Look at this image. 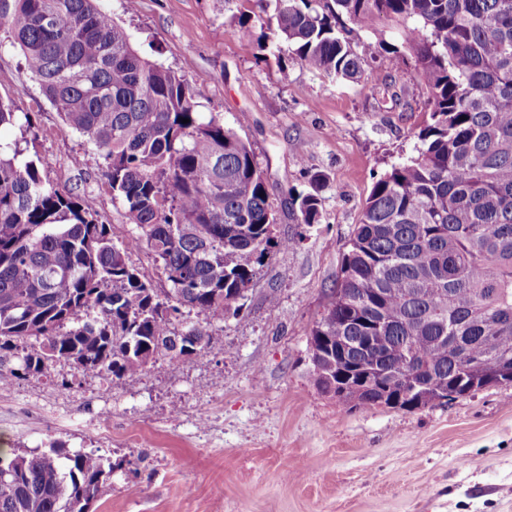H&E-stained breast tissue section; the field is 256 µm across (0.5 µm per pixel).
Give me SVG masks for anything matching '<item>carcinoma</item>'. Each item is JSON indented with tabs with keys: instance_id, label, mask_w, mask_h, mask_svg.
Wrapping results in <instances>:
<instances>
[{
	"instance_id": "cac0c4a2",
	"label": "carcinoma",
	"mask_w": 512,
	"mask_h": 512,
	"mask_svg": "<svg viewBox=\"0 0 512 512\" xmlns=\"http://www.w3.org/2000/svg\"><path fill=\"white\" fill-rule=\"evenodd\" d=\"M402 26L430 123L416 154L374 183L308 349L309 370L336 392V342L370 381L345 409L433 406L512 384V0H275L265 44L291 47L308 70L359 80L396 49L361 55L346 25ZM63 123L103 160L112 198L135 234L110 226L47 183L38 156L0 142V386L65 360L122 382L160 356L204 351L213 327L240 314L228 299L251 283L279 239L276 212L249 144L199 111L188 82L149 58L100 0H0V43ZM187 122H182V119ZM315 192L292 194L299 224L320 221ZM198 224L202 236L178 235ZM145 248L169 283L161 293L128 256ZM196 320L177 332L183 310ZM37 349L11 367L14 341ZM387 369L391 386L379 378ZM61 445L0 464V512H88L104 458Z\"/></svg>"
}]
</instances>
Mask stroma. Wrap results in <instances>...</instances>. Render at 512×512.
<instances>
[{
  "mask_svg": "<svg viewBox=\"0 0 512 512\" xmlns=\"http://www.w3.org/2000/svg\"><path fill=\"white\" fill-rule=\"evenodd\" d=\"M105 6L143 52L184 76L201 111L250 144L274 234L298 244L257 267L240 316L200 354L159 358L126 385L50 362L0 386V448L33 455L57 441L102 455L112 472L90 512H512V386L434 407L345 410L309 374L308 336L362 205L413 154L427 119L409 62L380 63L358 81L312 73L287 46L261 48L259 23L239 22L241 0ZM0 99L34 123L30 133L2 127L0 140L38 155L43 178L110 224L114 240L133 235L97 152L7 43ZM312 190L320 221L296 223L288 195Z\"/></svg>",
  "mask_w": 512,
  "mask_h": 512,
  "instance_id": "1",
  "label": "stroma"
}]
</instances>
